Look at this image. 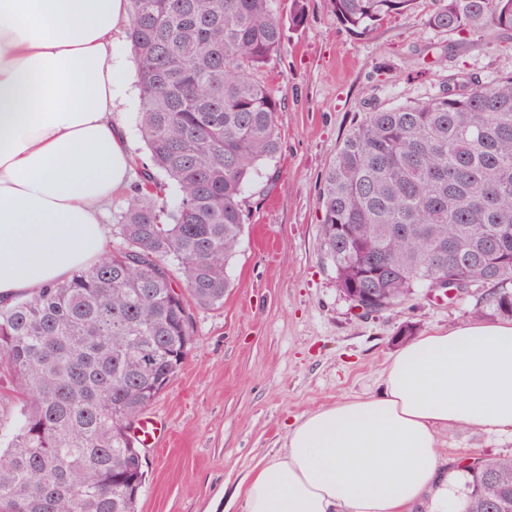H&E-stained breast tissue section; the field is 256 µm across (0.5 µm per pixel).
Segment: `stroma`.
Here are the masks:
<instances>
[{"label": "stroma", "instance_id": "35a3bbf8", "mask_svg": "<svg viewBox=\"0 0 512 512\" xmlns=\"http://www.w3.org/2000/svg\"><path fill=\"white\" fill-rule=\"evenodd\" d=\"M274 0L284 36L273 62L282 96L281 151L243 194L244 234L229 267L222 306L194 310L198 344L150 405L172 438L143 451L140 512H242L237 490L254 465L283 450L288 426L306 412L377 391L399 348L401 327L417 335L475 320L477 295L436 300L418 293L359 315L320 255L318 207L325 170L351 128L377 105L441 94L457 76L486 83L512 73V49L476 37L449 52L453 35L431 28L435 0L360 37L345 30L329 0ZM115 55L124 67L115 117L135 168L150 162L138 120L139 89L127 33ZM449 463L512 454V435L458 425L441 433Z\"/></svg>", "mask_w": 512, "mask_h": 512}]
</instances>
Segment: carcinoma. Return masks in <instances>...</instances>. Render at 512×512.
I'll use <instances>...</instances> for the list:
<instances>
[{"mask_svg":"<svg viewBox=\"0 0 512 512\" xmlns=\"http://www.w3.org/2000/svg\"><path fill=\"white\" fill-rule=\"evenodd\" d=\"M414 3L330 8L368 36ZM130 18L151 164L113 225L121 248L0 308V364L21 395L0 434V512H138L131 425L194 349L192 308L224 304L243 190L281 150L268 72L283 23L271 0H130ZM427 23L512 41V0H439ZM319 205L323 258L363 314L446 277L488 286L478 316L512 319V75L372 108L327 168ZM454 468L455 509L512 512V454Z\"/></svg>","mask_w":512,"mask_h":512,"instance_id":"carcinoma-1","label":"carcinoma"}]
</instances>
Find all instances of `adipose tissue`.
Masks as SVG:
<instances>
[{
    "mask_svg": "<svg viewBox=\"0 0 512 512\" xmlns=\"http://www.w3.org/2000/svg\"><path fill=\"white\" fill-rule=\"evenodd\" d=\"M129 0H0V307L93 264L132 159L114 117ZM512 434V320L419 337L380 389L297 418L244 512H448L442 431Z\"/></svg>",
    "mask_w": 512,
    "mask_h": 512,
    "instance_id": "ef3b65f1",
    "label": "adipose tissue"
}]
</instances>
